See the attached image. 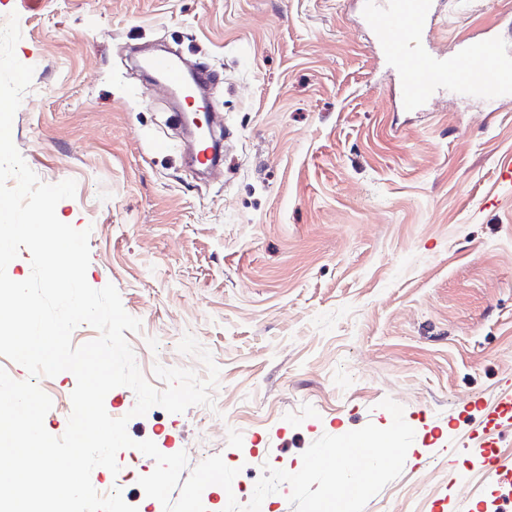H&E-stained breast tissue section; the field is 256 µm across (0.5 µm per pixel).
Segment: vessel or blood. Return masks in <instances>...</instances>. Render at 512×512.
<instances>
[{
    "label": "vessel or blood",
    "mask_w": 512,
    "mask_h": 512,
    "mask_svg": "<svg viewBox=\"0 0 512 512\" xmlns=\"http://www.w3.org/2000/svg\"><path fill=\"white\" fill-rule=\"evenodd\" d=\"M365 24L380 34L382 54L403 91V104L415 109L443 91L485 103L512 98V46L486 37L462 41L456 55L429 49L428 23L437 0H361ZM155 83L171 90L186 79L180 62L170 56L146 60Z\"/></svg>",
    "instance_id": "vessel-or-blood-1"
}]
</instances>
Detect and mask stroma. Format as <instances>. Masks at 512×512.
I'll return each instance as SVG.
<instances>
[{
  "instance_id": "stroma-1",
  "label": "stroma",
  "mask_w": 512,
  "mask_h": 512,
  "mask_svg": "<svg viewBox=\"0 0 512 512\" xmlns=\"http://www.w3.org/2000/svg\"><path fill=\"white\" fill-rule=\"evenodd\" d=\"M359 0H0L32 66L12 139L40 181L77 183L58 218L90 229L86 278L111 284L141 322L127 333L142 375L155 365L221 372L212 406L130 418L134 440L189 467L218 454L241 489L264 466L290 471L322 435L415 431L401 475L364 512H512V481L484 483L485 441L512 454V101L454 95L414 112L361 20ZM512 39V0H439L430 48L468 34ZM164 42L214 73L224 174L184 160L172 92L142 80L131 49ZM62 436L76 379L39 378ZM123 497L161 512L138 484L154 459L117 454ZM473 474L465 485L457 474Z\"/></svg>"
}]
</instances>
